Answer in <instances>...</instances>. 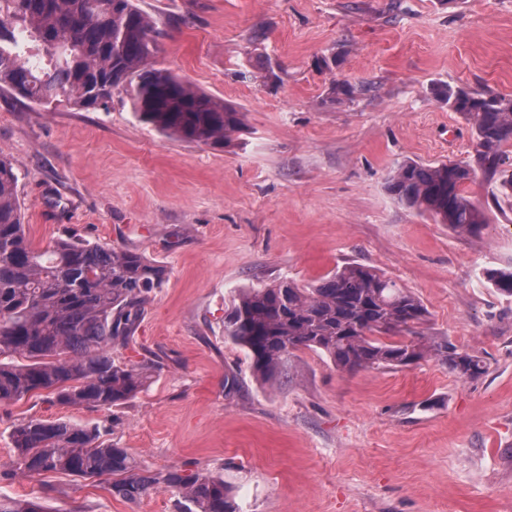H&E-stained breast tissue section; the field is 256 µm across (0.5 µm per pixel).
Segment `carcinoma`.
Masks as SVG:
<instances>
[{"mask_svg":"<svg viewBox=\"0 0 512 512\" xmlns=\"http://www.w3.org/2000/svg\"><path fill=\"white\" fill-rule=\"evenodd\" d=\"M158 19L137 0H0V91L40 106L108 107L125 95L137 120L178 139L228 146L245 113L155 65ZM448 108L472 123L475 154L464 165L403 161L388 179L401 203L461 234L478 236L484 211L467 195L477 176L496 184L495 205L512 199V97L448 85ZM18 177L0 158V403L46 391L65 406L111 408L134 399L162 369L150 354L120 363L150 294L166 270L122 247L60 238L41 249L26 236ZM485 279L512 296V270ZM421 300L379 271L347 264L312 285L282 279L237 289L224 311V339L243 349L253 374L271 385L298 347L318 350L340 370L409 367L434 359L460 377L481 361L424 333ZM15 475L59 472L112 480V493L137 500L163 489L177 512H238L224 477L177 467L151 473L94 428L31 418L11 431ZM0 512H47L38 496L0 494Z\"/></svg>","mask_w":512,"mask_h":512,"instance_id":"carcinoma-1","label":"carcinoma"}]
</instances>
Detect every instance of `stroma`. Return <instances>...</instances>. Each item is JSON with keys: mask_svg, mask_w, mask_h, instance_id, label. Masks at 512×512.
<instances>
[{"mask_svg": "<svg viewBox=\"0 0 512 512\" xmlns=\"http://www.w3.org/2000/svg\"><path fill=\"white\" fill-rule=\"evenodd\" d=\"M138 3L168 23L157 66L239 107L246 128L232 146H205L142 125L119 94L80 111L0 92V157L34 245L73 236L167 272L113 353L155 354L162 371L109 409L45 392L0 403V491L42 497L50 512H176L165 491L127 502L92 480L10 475V431L32 417L96 428L152 472L223 475L240 512H512V296L483 277L512 268V207L469 182L488 219L472 237L387 189L402 161L472 157L470 122L435 90L512 95V0ZM256 29L265 40L252 41ZM332 54L333 70L315 68ZM269 62L278 84L264 78ZM343 81L354 95L331 99ZM352 262L409 289L427 334L484 373L463 379L432 360L348 373L302 347L279 383L257 380L224 341L235 291L307 285Z\"/></svg>", "mask_w": 512, "mask_h": 512, "instance_id": "1", "label": "stroma"}]
</instances>
